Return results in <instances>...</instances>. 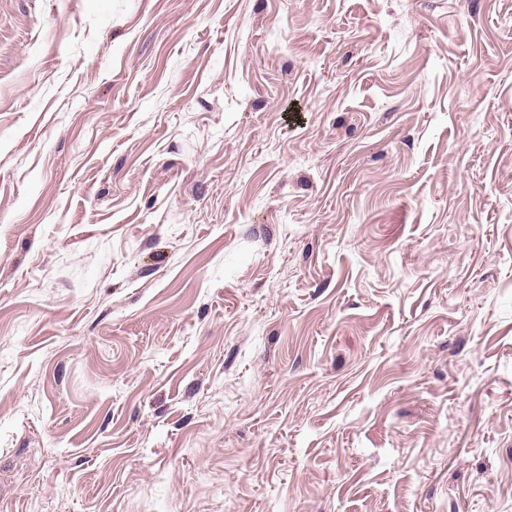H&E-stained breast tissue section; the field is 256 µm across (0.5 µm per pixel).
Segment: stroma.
Returning a JSON list of instances; mask_svg holds the SVG:
<instances>
[{
	"instance_id": "1",
	"label": "stroma",
	"mask_w": 512,
	"mask_h": 512,
	"mask_svg": "<svg viewBox=\"0 0 512 512\" xmlns=\"http://www.w3.org/2000/svg\"><path fill=\"white\" fill-rule=\"evenodd\" d=\"M0 512H512V0H0Z\"/></svg>"
}]
</instances>
